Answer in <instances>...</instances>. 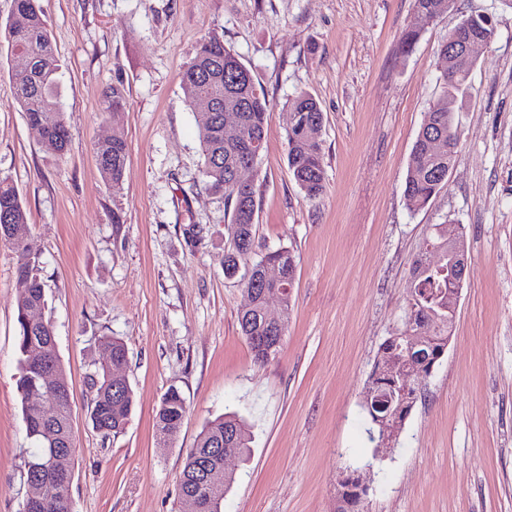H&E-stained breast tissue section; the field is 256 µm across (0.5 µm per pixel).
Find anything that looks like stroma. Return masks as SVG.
Listing matches in <instances>:
<instances>
[{"instance_id": "1", "label": "stroma", "mask_w": 512, "mask_h": 512, "mask_svg": "<svg viewBox=\"0 0 512 512\" xmlns=\"http://www.w3.org/2000/svg\"><path fill=\"white\" fill-rule=\"evenodd\" d=\"M399 37L413 0H40L58 63L59 110L72 142L58 155L13 103L0 50V178L17 188L46 285L72 398L78 452L72 512H179L178 481L208 421L252 427L248 460L222 512H334L340 471H365L364 512H512V7L457 0ZM492 17L458 113L447 186L417 211L406 164L441 92L439 49L461 16ZM223 39L270 101L253 173L256 250L293 249L297 279L275 358L253 361L237 321L243 273H224L230 216L205 189L196 114L180 74L200 43ZM123 84L127 104L104 110ZM324 113L323 197L306 198L287 162L283 109L297 93ZM120 134L122 187L94 148ZM464 228L468 275L452 342L388 456L361 404L383 341L402 328L414 257L430 225ZM17 258L0 241V512H20L26 437L17 393ZM127 348L135 405L117 436L95 429L90 376L103 337ZM188 407L177 434L155 415L169 387Z\"/></svg>"}]
</instances>
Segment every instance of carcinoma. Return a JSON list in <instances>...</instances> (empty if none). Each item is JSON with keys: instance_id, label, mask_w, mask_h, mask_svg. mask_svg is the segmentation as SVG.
<instances>
[{"instance_id": "carcinoma-1", "label": "carcinoma", "mask_w": 512, "mask_h": 512, "mask_svg": "<svg viewBox=\"0 0 512 512\" xmlns=\"http://www.w3.org/2000/svg\"><path fill=\"white\" fill-rule=\"evenodd\" d=\"M473 34L494 35L491 17L483 14L467 15L460 19ZM0 40L7 43L10 59L22 57L25 66L12 67L15 95L14 103L24 113L26 121L42 131L45 140L58 154L67 152L71 134L58 107L56 83L57 64L54 49L47 29L44 14L38 0H13L7 20L0 22ZM185 99L196 108L206 99L213 103L214 112L198 113V137L203 165L201 175L205 186L214 194L224 198L232 210L231 223L226 232L231 249L224 259V273L233 276L244 265L250 269L245 286L251 290L252 304L238 314V323L255 362L265 363L260 346L275 342L277 332L266 320L263 288L264 269L268 264L279 266L284 274L280 283L283 288L284 307H289L291 290L297 272V256L288 248L270 251L259 259L255 255L254 219L256 210L254 185L236 181L239 167L258 163L250 152L262 154L267 136V115L271 104L258 91L254 77L240 57L217 37L203 41L197 49L192 63L180 76ZM442 93L433 102L430 112L420 126L407 163L404 180V197L410 209L424 208L428 202L447 186L442 175L448 172V163L455 162L460 142V129L456 119L459 97L467 90V78L453 77L451 68L441 71ZM105 111L112 112L116 106L126 104V92L122 85H114L104 93ZM239 106L241 125L234 140L224 139V107ZM288 145V168L295 182L310 200L319 199L325 191V171L321 143L309 137L305 127L323 125V112L315 99L302 92L288 102L285 108ZM96 159L101 175L112 183V189H121L124 167L127 161V145L120 136L107 139L96 147ZM0 239L10 244L18 259L19 267H29L27 277L19 280L25 289L17 301L16 353L20 366L17 392L21 403L23 422L27 438L34 447L26 451L30 460H46L58 449L76 453V443L71 423V401L64 395H52L45 399L51 404L45 408L38 402L36 393L45 392L47 385L39 377L33 353L43 351L47 361L58 371L63 364L54 350L53 328L42 321L33 325L26 322L28 311L46 302L45 285L36 274V266L29 265L31 257L37 255V246L31 234L26 208L17 189L6 179H0ZM432 247L448 252V225L434 224L429 237ZM411 276L416 278V301L408 310L405 325H424L425 339L422 350L436 354L448 342V329L453 326L454 310L448 308V292L456 287L448 276V266L428 271L421 268L419 259H414ZM112 352L113 370L127 362V350L123 342L115 338L106 339ZM431 376L430 366L408 379L377 378L370 374L367 386L374 384L390 397V402H363L364 410L372 428L380 429V423L391 419L393 413L401 417L411 414L419 389ZM93 386L96 394L90 407L89 419L96 431L105 436L122 432L134 406L131 385L121 389V402L112 401V370L103 371ZM186 400L182 392L172 386L163 394L156 414L157 431L170 436L177 433L186 414ZM252 443L251 426L234 413H226L209 422L200 432L195 449L187 455L179 489L192 486L198 466L196 452L217 451L227 446L238 453L249 451ZM213 479L208 487L198 490L199 495L213 501L211 512H218L224 493L232 482H224L223 457L216 458L212 466ZM59 493L45 500L42 512H72L68 499V488L57 484Z\"/></svg>"}]
</instances>
